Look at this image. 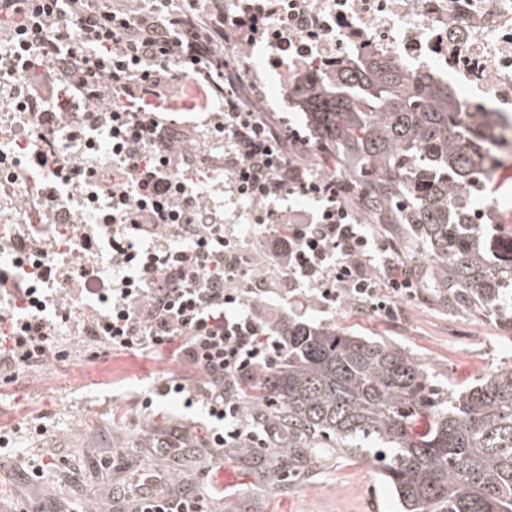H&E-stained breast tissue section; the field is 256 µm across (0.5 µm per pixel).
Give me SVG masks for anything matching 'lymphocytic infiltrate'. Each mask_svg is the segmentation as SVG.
Here are the masks:
<instances>
[{
    "label": "lymphocytic infiltrate",
    "instance_id": "obj_1",
    "mask_svg": "<svg viewBox=\"0 0 512 512\" xmlns=\"http://www.w3.org/2000/svg\"><path fill=\"white\" fill-rule=\"evenodd\" d=\"M0 19L10 25L0 52V72L16 78L28 111H48L68 95L80 112H98L112 100V133L128 178L112 189V221L121 226L128 263H136L144 239L164 235L167 216L198 210L201 198L160 167L184 145L170 120V102L185 84L206 101L224 103L221 115L228 155L239 164L232 183L241 199L263 211L273 199L300 192L324 199L317 211L277 213L268 224L264 262L278 264L289 289L310 291L313 303L328 308L351 303L392 315L396 301L419 294V277L395 244H382L357 222L335 179L309 172L287 160V140L252 113L239 109L224 85V69L213 62L219 43L246 30L226 13L224 0H186L158 14L145 0H0ZM199 248L169 254L156 278L142 287L112 291V323L105 330L118 351L154 352L172 348L196 380H172L160 394L203 402L216 422L202 447L204 464L218 470L223 449L253 456L285 447L288 432L273 416L247 418L239 387L283 356L275 324L247 289L236 282L245 270L231 259L237 236L224 227L201 235L185 227ZM153 446L168 459L164 469L138 468L130 481L111 492L113 507L130 512H207V489L185 488L176 478L194 461L178 430L158 436Z\"/></svg>",
    "mask_w": 512,
    "mask_h": 512
}]
</instances>
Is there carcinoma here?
Instances as JSON below:
<instances>
[{"instance_id":"1","label":"carcinoma","mask_w":512,"mask_h":512,"mask_svg":"<svg viewBox=\"0 0 512 512\" xmlns=\"http://www.w3.org/2000/svg\"><path fill=\"white\" fill-rule=\"evenodd\" d=\"M297 96L368 215L405 226L429 258L430 287L503 309L512 240L489 259L472 207L500 163L497 123L456 111L448 86L378 61L308 79ZM276 331L283 357L241 385L252 408L273 403L288 427L370 460L402 512H512V367L439 400L427 370L393 343L299 321Z\"/></svg>"}]
</instances>
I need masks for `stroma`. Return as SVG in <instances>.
<instances>
[{"label":"stroma","mask_w":512,"mask_h":512,"mask_svg":"<svg viewBox=\"0 0 512 512\" xmlns=\"http://www.w3.org/2000/svg\"><path fill=\"white\" fill-rule=\"evenodd\" d=\"M241 104L280 133L297 128L305 144L290 145L292 158L316 174L336 176L316 143L306 112L288 109V96L270 101L242 86ZM263 310L272 319L326 324L395 342L429 372L436 392L449 394L512 367V324L499 313L449 308L430 291L398 301L383 317L349 304L322 309L305 290L284 292L271 283ZM66 371L53 362L0 374V512H82L110 484L125 481L126 460L157 465L146 448V428L173 424L204 427L207 409L186 406L178 394L156 396L157 387L181 372L170 351H116L100 340L70 349ZM297 453L279 467L282 452L264 462L240 463L224 451V467L241 480L237 499L212 501L213 512H398L390 487L363 459L333 445L314 444L292 432ZM278 476H271L272 467Z\"/></svg>","instance_id":"obj_1"}]
</instances>
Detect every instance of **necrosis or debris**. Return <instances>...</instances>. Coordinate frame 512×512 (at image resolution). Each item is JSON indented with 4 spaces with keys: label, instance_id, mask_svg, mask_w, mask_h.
Segmentation results:
<instances>
[{
    "label": "necrosis or debris",
    "instance_id": "1",
    "mask_svg": "<svg viewBox=\"0 0 512 512\" xmlns=\"http://www.w3.org/2000/svg\"><path fill=\"white\" fill-rule=\"evenodd\" d=\"M264 36L235 52L251 83L292 92L311 76L381 60L413 78L461 93L463 112H512V0H224ZM295 15L287 38L273 27ZM196 151L173 155L169 169L204 185L198 224H243L249 212L224 185V134L185 122ZM51 153L53 164L31 166ZM124 172L112 158V115L0 113V335L20 329L55 340L102 335L112 321V291L137 287L112 223V185ZM58 203L41 219L40 194Z\"/></svg>",
    "mask_w": 512,
    "mask_h": 512
}]
</instances>
